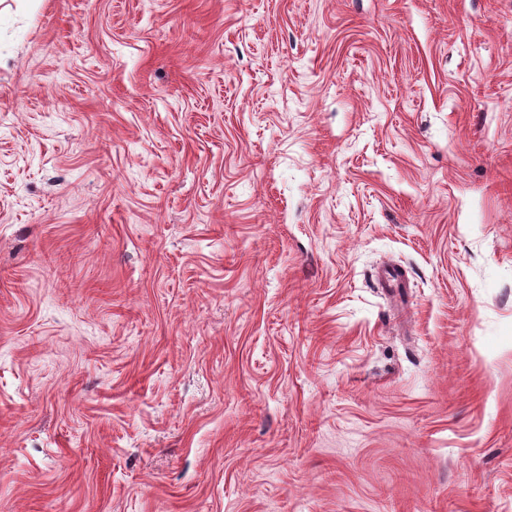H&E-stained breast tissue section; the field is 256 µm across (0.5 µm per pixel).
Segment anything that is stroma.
Listing matches in <instances>:
<instances>
[{"label":"stroma","instance_id":"1","mask_svg":"<svg viewBox=\"0 0 512 512\" xmlns=\"http://www.w3.org/2000/svg\"><path fill=\"white\" fill-rule=\"evenodd\" d=\"M0 512H512V0H0Z\"/></svg>","mask_w":512,"mask_h":512}]
</instances>
